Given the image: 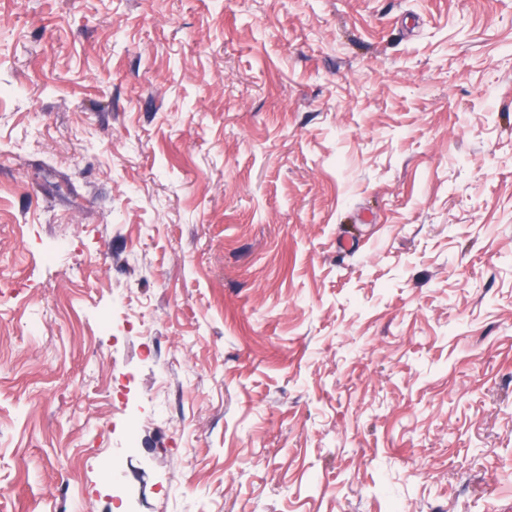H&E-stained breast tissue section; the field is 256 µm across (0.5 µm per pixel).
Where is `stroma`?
I'll use <instances>...</instances> for the list:
<instances>
[{"mask_svg": "<svg viewBox=\"0 0 512 512\" xmlns=\"http://www.w3.org/2000/svg\"><path fill=\"white\" fill-rule=\"evenodd\" d=\"M396 505L512 512V0H0V512Z\"/></svg>", "mask_w": 512, "mask_h": 512, "instance_id": "1", "label": "stroma"}]
</instances>
